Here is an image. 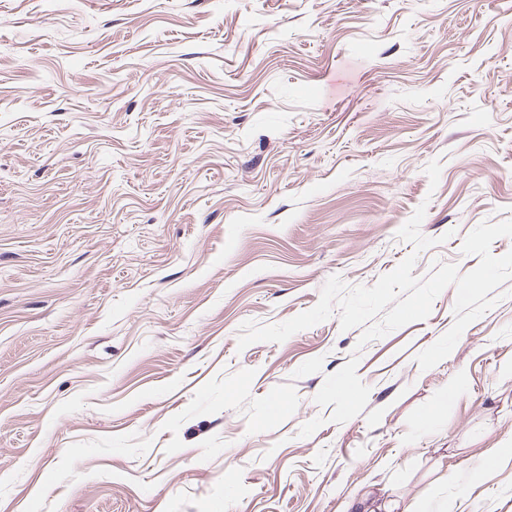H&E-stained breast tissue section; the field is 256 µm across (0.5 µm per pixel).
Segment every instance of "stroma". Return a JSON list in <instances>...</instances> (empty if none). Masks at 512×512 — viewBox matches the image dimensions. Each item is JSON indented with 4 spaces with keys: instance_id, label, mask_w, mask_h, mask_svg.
Instances as JSON below:
<instances>
[{
    "instance_id": "1",
    "label": "stroma",
    "mask_w": 512,
    "mask_h": 512,
    "mask_svg": "<svg viewBox=\"0 0 512 512\" xmlns=\"http://www.w3.org/2000/svg\"><path fill=\"white\" fill-rule=\"evenodd\" d=\"M507 218L512 0H0V512H512V280L237 347ZM352 507L354 512H415L410 506L404 511H398L400 503L395 499L383 500L380 502L378 498H370L369 494H365L358 501L354 502Z\"/></svg>"
}]
</instances>
